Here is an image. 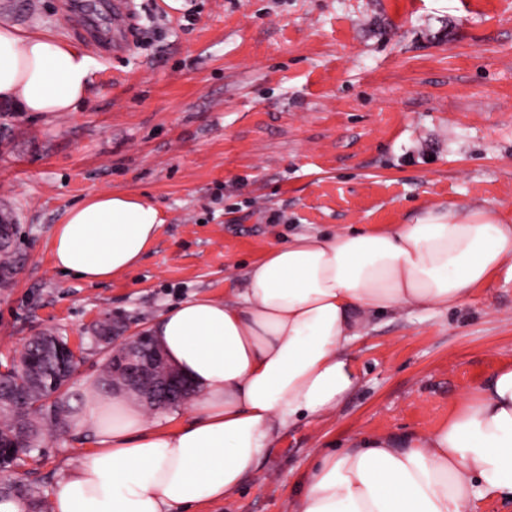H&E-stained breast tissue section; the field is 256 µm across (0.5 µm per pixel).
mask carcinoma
<instances>
[{
  "mask_svg": "<svg viewBox=\"0 0 512 512\" xmlns=\"http://www.w3.org/2000/svg\"><path fill=\"white\" fill-rule=\"evenodd\" d=\"M15 263L11 247H0V286L11 280ZM59 343L45 345L36 342L39 360L22 378L28 388L25 407L0 408V441L8 445L14 441L18 448L0 460V466L7 471L15 468L38 447L43 430H60L68 425L72 414L67 389L69 358L64 353L67 339L58 337Z\"/></svg>",
  "mask_w": 512,
  "mask_h": 512,
  "instance_id": "1",
  "label": "carcinoma"
}]
</instances>
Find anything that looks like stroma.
<instances>
[{
	"label": "stroma",
	"mask_w": 512,
	"mask_h": 512,
	"mask_svg": "<svg viewBox=\"0 0 512 512\" xmlns=\"http://www.w3.org/2000/svg\"><path fill=\"white\" fill-rule=\"evenodd\" d=\"M127 0L107 52L67 0H0V21L52 33L96 61L78 112L0 104V213L17 271L0 288V367L32 337L82 346L66 432L45 433L13 481L49 496L92 447L104 355L96 321L130 329L201 295L231 296L269 246L301 232L408 224L427 210L512 217V0ZM151 199L164 219L135 271L90 284L55 270L51 237L91 193ZM359 386L296 419L255 475L201 512H288L312 458L362 435L428 433L512 363V267L471 303L376 316L356 347Z\"/></svg>",
	"instance_id": "obj_1"
}]
</instances>
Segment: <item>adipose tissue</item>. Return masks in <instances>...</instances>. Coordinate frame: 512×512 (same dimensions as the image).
<instances>
[{"label": "adipose tissue", "mask_w": 512, "mask_h": 512, "mask_svg": "<svg viewBox=\"0 0 512 512\" xmlns=\"http://www.w3.org/2000/svg\"><path fill=\"white\" fill-rule=\"evenodd\" d=\"M93 71L82 49L0 21V103L78 111ZM162 222L145 197L93 193L55 226L53 264L87 282L128 273ZM509 262L512 224L488 209L272 245L233 297L182 301L150 329L196 387L189 420L147 416L118 392L99 397L83 423L94 446L62 470L54 512H183L225 500L290 421L324 415L355 390L353 347L374 316L466 305ZM508 496L512 365L433 432L318 453L288 512H475L480 499Z\"/></svg>", "instance_id": "1"}]
</instances>
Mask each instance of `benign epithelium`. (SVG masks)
<instances>
[{
	"label": "benign epithelium",
	"mask_w": 512,
	"mask_h": 512,
	"mask_svg": "<svg viewBox=\"0 0 512 512\" xmlns=\"http://www.w3.org/2000/svg\"><path fill=\"white\" fill-rule=\"evenodd\" d=\"M95 334L98 343L123 349V357L112 361L114 388L137 392L152 410L169 402L182 405L193 397V387L169 363L148 331L131 332L124 322L107 316L95 328Z\"/></svg>",
	"instance_id": "benign-epithelium-1"
}]
</instances>
